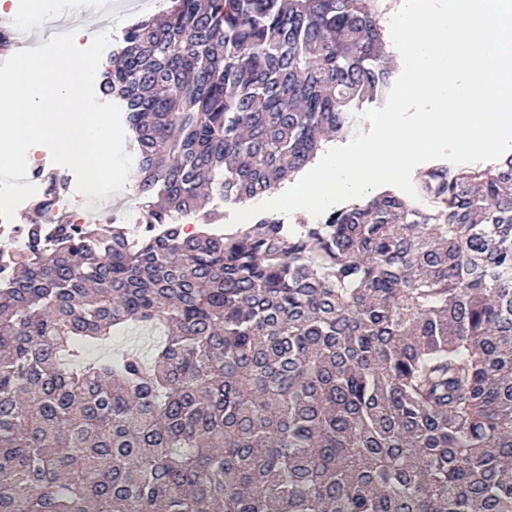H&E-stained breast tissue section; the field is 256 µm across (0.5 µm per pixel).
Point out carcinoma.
<instances>
[{"label":"carcinoma","mask_w":512,"mask_h":512,"mask_svg":"<svg viewBox=\"0 0 512 512\" xmlns=\"http://www.w3.org/2000/svg\"><path fill=\"white\" fill-rule=\"evenodd\" d=\"M378 0H174L103 74L152 224L0 285V512H512V156L290 234L173 217L299 172L387 96ZM161 328L151 357L85 355Z\"/></svg>","instance_id":"obj_1"}]
</instances>
